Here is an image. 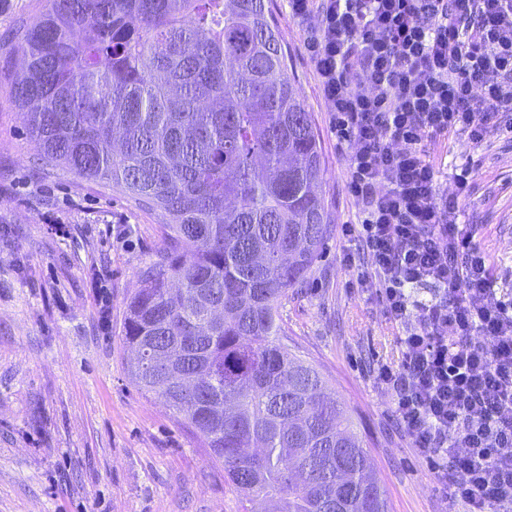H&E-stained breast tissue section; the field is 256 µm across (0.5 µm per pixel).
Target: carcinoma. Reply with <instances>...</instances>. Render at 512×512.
I'll return each mask as SVG.
<instances>
[{
  "instance_id": "1",
  "label": "carcinoma",
  "mask_w": 512,
  "mask_h": 512,
  "mask_svg": "<svg viewBox=\"0 0 512 512\" xmlns=\"http://www.w3.org/2000/svg\"><path fill=\"white\" fill-rule=\"evenodd\" d=\"M19 47L42 163L170 217L124 327L137 389L200 434L243 512H388L363 436L280 319L329 222L269 0H51Z\"/></svg>"
}]
</instances>
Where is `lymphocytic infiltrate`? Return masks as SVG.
<instances>
[{"instance_id": "obj_1", "label": "lymphocytic infiltrate", "mask_w": 512, "mask_h": 512, "mask_svg": "<svg viewBox=\"0 0 512 512\" xmlns=\"http://www.w3.org/2000/svg\"><path fill=\"white\" fill-rule=\"evenodd\" d=\"M338 140L402 358L375 370L404 432L467 512H512V297L439 194L425 142L512 112V0H288ZM435 290L430 302L416 298Z\"/></svg>"}]
</instances>
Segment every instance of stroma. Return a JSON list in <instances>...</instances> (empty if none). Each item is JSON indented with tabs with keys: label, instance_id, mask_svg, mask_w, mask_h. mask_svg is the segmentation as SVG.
I'll use <instances>...</instances> for the list:
<instances>
[{
	"label": "stroma",
	"instance_id": "stroma-1",
	"mask_svg": "<svg viewBox=\"0 0 512 512\" xmlns=\"http://www.w3.org/2000/svg\"><path fill=\"white\" fill-rule=\"evenodd\" d=\"M48 0H0V512H241L223 468L160 399L127 374L129 303L168 221L136 209L107 180L40 167L14 95L19 29ZM297 97L320 137L318 188L330 230L302 287L280 310L289 338L346 406L369 442L389 512H466L441 493L433 468L400 427L377 364L397 361L401 334L371 283L368 255L343 239L358 203L347 152L326 112L287 0H271ZM441 194L456 197L491 276L512 294V115L482 142L449 136L430 147ZM471 171L466 191L453 174ZM110 314L102 316L101 302Z\"/></svg>",
	"mask_w": 512,
	"mask_h": 512
}]
</instances>
